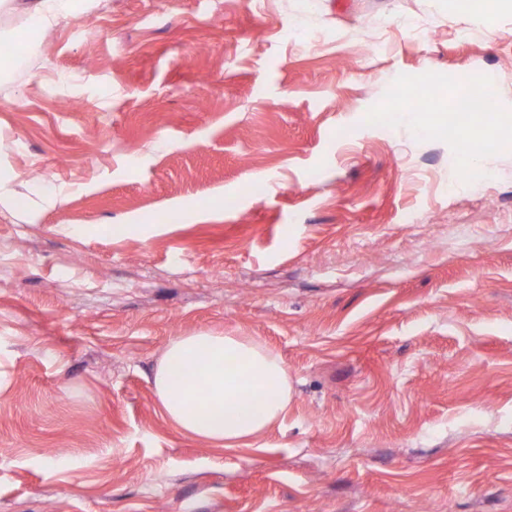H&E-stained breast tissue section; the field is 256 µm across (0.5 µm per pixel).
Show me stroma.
<instances>
[{
	"label": "stroma",
	"instance_id": "35a3bbf8",
	"mask_svg": "<svg viewBox=\"0 0 512 512\" xmlns=\"http://www.w3.org/2000/svg\"><path fill=\"white\" fill-rule=\"evenodd\" d=\"M92 3L0 44V512H512V152L455 189L379 120L470 79L511 128L512 11ZM199 331L290 372L253 447L160 413Z\"/></svg>",
	"mask_w": 512,
	"mask_h": 512
}]
</instances>
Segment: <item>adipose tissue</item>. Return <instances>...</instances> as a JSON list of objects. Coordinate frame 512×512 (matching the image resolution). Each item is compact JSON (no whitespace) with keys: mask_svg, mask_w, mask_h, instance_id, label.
Segmentation results:
<instances>
[{"mask_svg":"<svg viewBox=\"0 0 512 512\" xmlns=\"http://www.w3.org/2000/svg\"><path fill=\"white\" fill-rule=\"evenodd\" d=\"M76 10V0H0V40L33 39L20 15L44 22ZM163 417L192 437L233 448L268 431L291 399L283 360L252 336L198 332L172 337L153 375Z\"/></svg>","mask_w":512,"mask_h":512,"instance_id":"adipose-tissue-1","label":"adipose tissue"}]
</instances>
